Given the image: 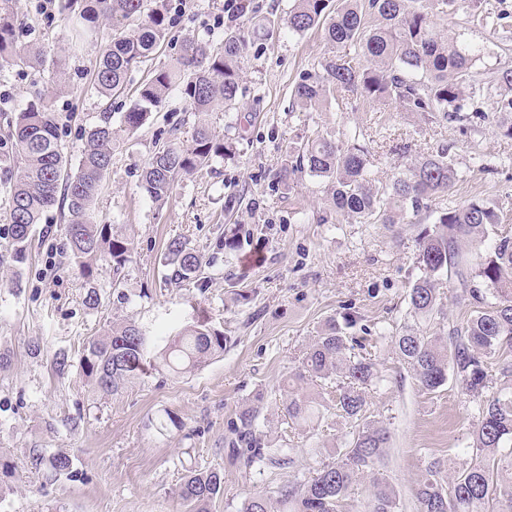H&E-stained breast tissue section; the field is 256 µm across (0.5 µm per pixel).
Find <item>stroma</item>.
I'll return each instance as SVG.
<instances>
[{
  "instance_id": "35a3bbf8",
  "label": "stroma",
  "mask_w": 512,
  "mask_h": 512,
  "mask_svg": "<svg viewBox=\"0 0 512 512\" xmlns=\"http://www.w3.org/2000/svg\"><path fill=\"white\" fill-rule=\"evenodd\" d=\"M225 0H169L165 43L127 79L124 95L101 97L92 88V65L112 36L103 24L97 42L68 54V28L59 12L40 0H12L24 26L18 48L34 45L63 66L66 90L52 98L60 117L59 137L70 162H78L84 134L104 112L120 118L153 70L171 64L183 41L217 43L228 24ZM292 0H250L241 21L251 45L243 66L237 110H216L204 119L234 142V155L215 159L208 170L175 184L170 196L153 201L140 188L142 170L156 144L190 139L196 117L179 93L135 134L115 133L112 167L94 202V220L111 225L131 243L121 272L93 263L101 304L84 303L86 279L70 261L67 221L51 208L25 259L9 244V216L0 188V459L12 462L13 477L0 480V512H185L177 490L186 468H217L224 493L210 512H238L243 498L275 495L291 480L308 481L322 463L336 460L353 430L336 412L335 392L320 388L323 418L311 432L289 425L283 388L298 358L328 320L349 312L363 353L382 378L367 394L366 414L389 430L377 469L398 493L400 512H419L415 483L429 463L443 476L469 466L467 446L478 422L474 402L454 382L437 391L422 388L395 353L394 338L417 322L408 290L416 278V224L386 228L337 215L327 183L308 173L281 181L278 172L289 143L301 137L336 138L360 130L376 150L378 185L391 182L403 151L424 154L449 147L459 179L449 205L482 201L494 206L503 228H512V139L500 133L512 114L496 109L495 96L478 99L484 114L473 125L435 124L417 112L379 106L336 94L321 111L307 112L291 90L300 75L325 57L339 54L322 30L290 34L285 18ZM512 14V0H481L472 9L461 0L448 27L480 46L473 68L477 81L493 82L512 66V34L497 12ZM49 85L39 69L0 75V141L7 119ZM183 237L209 260L203 282H182L164 260L169 239ZM112 321H131L149 336L203 323L223 330L224 352L201 368L172 377L159 370L132 380L118 392L97 390L80 373L84 343ZM40 352H32V343ZM70 367L53 368L56 353ZM266 395L257 422L262 439L289 448L286 467L245 473L228 455L229 428L241 405ZM180 427L166 426L168 416ZM63 452L74 463L67 478L33 473L29 449Z\"/></svg>"
}]
</instances>
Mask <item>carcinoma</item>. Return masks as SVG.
Wrapping results in <instances>:
<instances>
[{
  "label": "carcinoma",
  "instance_id": "cac0c4a2",
  "mask_svg": "<svg viewBox=\"0 0 512 512\" xmlns=\"http://www.w3.org/2000/svg\"><path fill=\"white\" fill-rule=\"evenodd\" d=\"M457 0H293L286 27L291 34L323 29L326 40L346 50L319 62L295 83L293 99L304 110H317L336 90L381 106L395 104L407 112H420L431 121L464 122L482 118L467 103L476 97L472 68L480 52L436 31V19L456 10ZM60 11L72 29L71 48L78 50L95 38L102 23H112L111 41L100 51L92 73L93 88L102 97L124 93L128 74L149 60L168 34L167 0H61ZM20 25L10 0H0V70L45 68V53L37 46L21 51L16 46ZM250 37L229 26L215 47L187 41L175 63L158 69L141 86L137 97L122 113L120 123L133 133L160 111L176 91L193 112L233 108L248 56ZM496 104L512 112V66L497 71ZM58 117L50 99L41 97L18 112L12 121L16 161L3 181L9 203V237L15 255L26 257L36 225L57 203L67 209L71 261L79 267L89 287L85 304L100 305L92 263L102 258L119 271L128 261L126 238L112 227L92 220L91 206L105 174L112 166V115L86 134L77 169H72L57 135ZM234 143L199 123L184 142L155 146L142 171L141 188L153 200L167 199L179 177H190L210 166L217 157L233 151ZM283 176L308 172L328 181L336 212L360 224L393 227L423 213L435 215L432 227L415 239L419 275L409 288L411 311L420 317L445 319L440 288L453 281L456 298L472 305L466 320L432 334L407 329L395 337L399 359L420 385L434 391L453 380L461 392L478 403V424L469 448L477 463L451 478L445 487L437 462L426 467L416 485L420 512H483L493 494L512 512V452L500 449L512 444V391L488 396L492 372L512 377V236L498 232L499 216L483 202L441 207L442 197L458 178L449 147L422 156H408L392 183L374 185L371 167L374 147L359 135L341 132L334 139L317 135L286 149ZM494 245L471 259L469 247L482 245L491 235ZM166 262L182 281L201 280L203 256L189 242L173 238L166 245ZM350 315L331 319L302 352L296 385L288 386L284 410L293 424L314 427L321 401L302 386L306 381H335L336 409L341 416L362 426L353 433L342 458L324 463L304 483H289L273 501L263 492L246 497L240 512H340L342 501L364 473H373L384 455L388 434L376 421H368L366 391L380 377L373 362L350 352L346 328ZM224 332L204 324L186 325L153 345L131 322H114L103 337L88 341L80 361L82 376L108 394L128 380L164 367L185 373L224 352ZM254 396L232 421L237 439L230 457L250 472L266 465L292 463L286 448H269L256 436ZM492 465L485 464V461ZM26 465L32 472L53 476L73 473V460L64 453L31 448ZM224 493V473L217 469H188L177 496L189 512H209L210 503ZM398 496L379 477L372 479L366 512H397Z\"/></svg>",
  "mask_w": 512,
  "mask_h": 512
}]
</instances>
